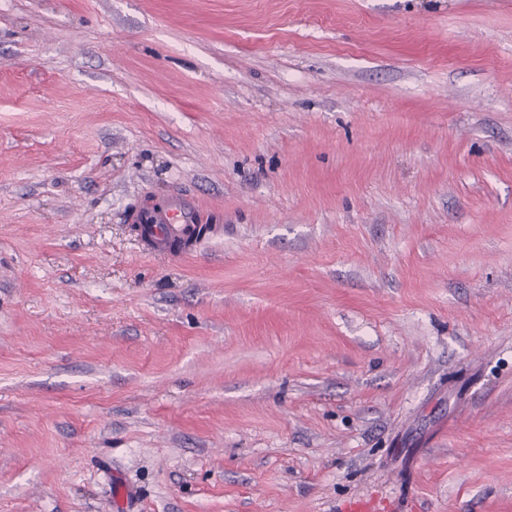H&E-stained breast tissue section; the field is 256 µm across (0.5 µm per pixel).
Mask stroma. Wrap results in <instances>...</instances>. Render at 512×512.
Here are the masks:
<instances>
[{"instance_id": "obj_1", "label": "stroma", "mask_w": 512, "mask_h": 512, "mask_svg": "<svg viewBox=\"0 0 512 512\" xmlns=\"http://www.w3.org/2000/svg\"><path fill=\"white\" fill-rule=\"evenodd\" d=\"M357 496L512 512V0H0V512ZM194 212L185 208L179 200L164 213L151 214L143 218V227L150 238L165 242L192 221Z\"/></svg>"}]
</instances>
